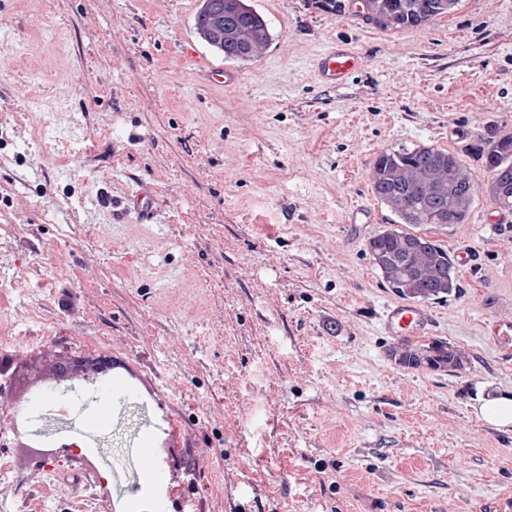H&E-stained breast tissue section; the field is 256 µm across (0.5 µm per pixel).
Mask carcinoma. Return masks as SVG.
<instances>
[{
    "label": "carcinoma",
    "instance_id": "cac0c4a2",
    "mask_svg": "<svg viewBox=\"0 0 512 512\" xmlns=\"http://www.w3.org/2000/svg\"><path fill=\"white\" fill-rule=\"evenodd\" d=\"M461 0H362L367 18L386 30L424 25L455 11ZM200 38L230 61L260 57L271 41L268 24L249 0H203L195 18ZM466 152L481 161L490 180L486 192L501 211L512 213V134L494 125L476 134ZM376 198L402 224H462L475 201L477 182L459 155L433 146L404 147L379 154L371 171ZM384 284L413 301L439 300L459 290L454 262L441 246L399 228L382 230L366 243ZM401 367L457 373L464 353L444 343L419 347L401 342L389 350Z\"/></svg>",
    "mask_w": 512,
    "mask_h": 512
}]
</instances>
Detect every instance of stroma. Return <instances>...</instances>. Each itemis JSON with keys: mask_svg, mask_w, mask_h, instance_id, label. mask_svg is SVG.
Returning a JSON list of instances; mask_svg holds the SVG:
<instances>
[{"mask_svg": "<svg viewBox=\"0 0 512 512\" xmlns=\"http://www.w3.org/2000/svg\"><path fill=\"white\" fill-rule=\"evenodd\" d=\"M252 3L271 42L230 63L195 33L201 0H0V379L62 351L130 374L22 412L56 453L0 445V512H157L147 431L169 440L167 512H512V434L474 411L512 390L486 330L512 321V213L481 192L465 223L409 227L472 256L415 340L462 350L457 374L389 357L399 298L365 253L398 221L371 189L379 154L434 146L478 173L470 139L512 134V0L396 31L357 0ZM337 42L360 65L330 87L316 61ZM143 181L161 223L122 209ZM357 206L373 223H345Z\"/></svg>", "mask_w": 512, "mask_h": 512, "instance_id": "obj_1", "label": "stroma"}]
</instances>
